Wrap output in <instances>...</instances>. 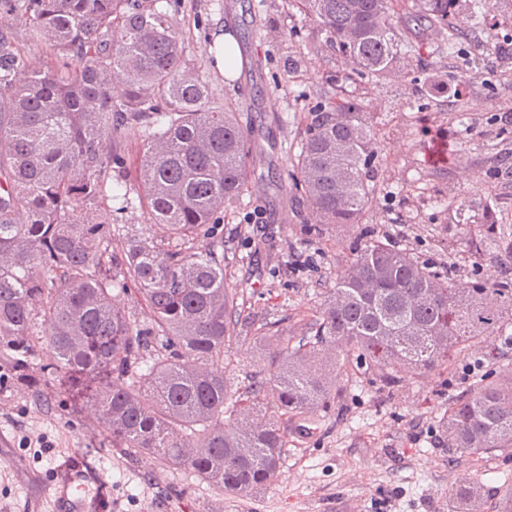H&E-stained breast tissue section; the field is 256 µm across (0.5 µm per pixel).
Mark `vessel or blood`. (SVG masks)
I'll use <instances>...</instances> for the list:
<instances>
[{
	"instance_id": "obj_1",
	"label": "vessel or blood",
	"mask_w": 512,
	"mask_h": 512,
	"mask_svg": "<svg viewBox=\"0 0 512 512\" xmlns=\"http://www.w3.org/2000/svg\"><path fill=\"white\" fill-rule=\"evenodd\" d=\"M30 478L35 484L46 485L49 512H110L112 508L105 472L80 453H69L51 479H43L37 472Z\"/></svg>"
}]
</instances>
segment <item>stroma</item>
Masks as SVG:
<instances>
[{"label": "stroma", "instance_id": "35a3bbf8", "mask_svg": "<svg viewBox=\"0 0 512 512\" xmlns=\"http://www.w3.org/2000/svg\"><path fill=\"white\" fill-rule=\"evenodd\" d=\"M177 19L193 21L188 57L209 84L216 104L254 117V138L262 155L248 188L226 204L218 221L224 229L227 284L235 288L246 311L263 317L294 308H315L350 255L318 240L294 241L286 250L264 239L273 226L294 231L309 223L311 212H292L274 185L290 164L288 147L298 134L297 115L309 102L332 97L333 78L349 72L334 50L313 48L314 22L295 0H265L260 22L245 21V0H169ZM239 21L242 70L227 80L218 67L216 37ZM297 27L298 38H276L277 30ZM430 62L448 70V89L421 96L412 70L380 81L368 97L369 110L381 130L383 165L368 224L417 255L450 267L458 281L473 275L499 277L512 271V254H487L458 241L451 252L439 251L433 239L447 223L443 192L478 216L487 197L505 202L494 221L512 224V181L490 179L497 148L512 149V81L501 74L493 48L451 58L426 48ZM259 71H252L255 60ZM467 84L466 98L454 97L456 84ZM456 370H436L421 378H403L392 392L370 380L341 386L319 419L289 424L290 443L278 481L247 495L215 489L190 470L133 459L113 447L112 434L88 419L83 407L97 381L75 392L61 380L44 388L45 403H32L23 387L0 388V441L18 449L27 464L52 474L63 453L77 449L106 472L112 512H150L166 502L181 512H448L457 487L481 488L477 512H497L498 496L512 489V456L492 459L483 470L468 469L462 453L449 448L436 414L449 395L475 377L501 373L505 364H487L481 353L457 354ZM38 487L24 483L19 471L0 466V512H27Z\"/></svg>", "mask_w": 512, "mask_h": 512}]
</instances>
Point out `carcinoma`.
<instances>
[{
    "label": "carcinoma",
    "mask_w": 512,
    "mask_h": 512,
    "mask_svg": "<svg viewBox=\"0 0 512 512\" xmlns=\"http://www.w3.org/2000/svg\"><path fill=\"white\" fill-rule=\"evenodd\" d=\"M352 82H377L422 57L411 27L452 49L512 19V0H298ZM23 36L0 29V385L41 405L45 380L98 372L91 412L128 453L192 469L239 495L271 486L288 447L285 424L336 395V379L382 387L443 367L479 336L512 334V279L458 282L440 265L364 223L380 167L367 96L302 113L289 185L320 219L300 234L356 242L315 311L255 320L224 273L216 214L254 165L253 127L212 104L186 72L185 25L164 0H0ZM142 147L139 177L123 148ZM138 199L151 226L117 214ZM121 200L120 206L112 201ZM471 245L512 252V228L465 224ZM137 288L140 324L114 301ZM253 340L268 363L234 389L233 344ZM448 447L479 468L512 451V372L478 377L441 414Z\"/></svg>",
    "instance_id": "carcinoma-1"
}]
</instances>
